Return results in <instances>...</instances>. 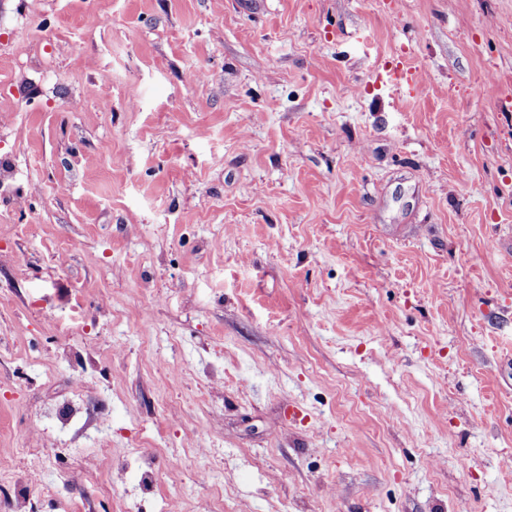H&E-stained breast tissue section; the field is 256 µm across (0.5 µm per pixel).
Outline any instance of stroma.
<instances>
[{
	"label": "stroma",
	"instance_id": "stroma-1",
	"mask_svg": "<svg viewBox=\"0 0 512 512\" xmlns=\"http://www.w3.org/2000/svg\"><path fill=\"white\" fill-rule=\"evenodd\" d=\"M399 63L417 93L379 80ZM0 155L27 189L0 222L1 487L512 512V0H0ZM79 371L96 424L41 467ZM83 464L108 494L66 482Z\"/></svg>",
	"mask_w": 512,
	"mask_h": 512
}]
</instances>
